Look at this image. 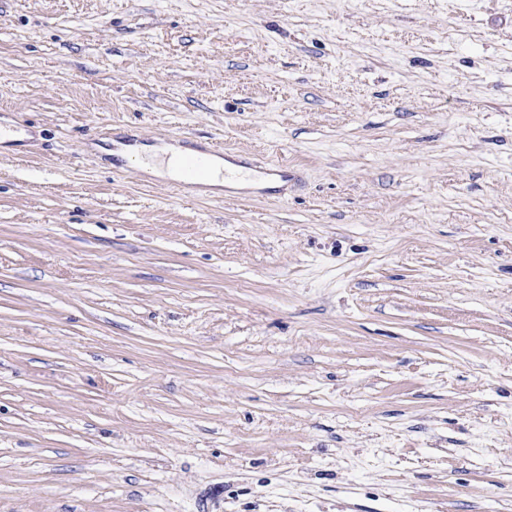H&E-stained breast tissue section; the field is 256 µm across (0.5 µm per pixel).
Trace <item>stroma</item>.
<instances>
[{
    "mask_svg": "<svg viewBox=\"0 0 512 512\" xmlns=\"http://www.w3.org/2000/svg\"><path fill=\"white\" fill-rule=\"evenodd\" d=\"M3 125L0 512H512V0H0ZM117 157L135 160L140 169L151 175L168 176L173 179H183V171L186 177L191 178L201 175L206 168L204 157L195 156L187 158L181 168V160L188 154L199 152L190 147L181 145L135 144L125 145L116 143ZM207 165L209 173L206 177L200 179H194L193 184L203 186V190L206 187H222L224 185L238 187L252 184V178L256 180H270L279 179L282 182H288V168L286 165L269 163L264 167H260L259 170H253L250 176V172L245 170L243 167L237 166L232 162L225 161L219 157L209 156L207 159ZM224 167L228 170L225 172V178L233 177L224 181Z\"/></svg>",
    "mask_w": 512,
    "mask_h": 512,
    "instance_id": "35a3bbf8",
    "label": "stroma"
}]
</instances>
